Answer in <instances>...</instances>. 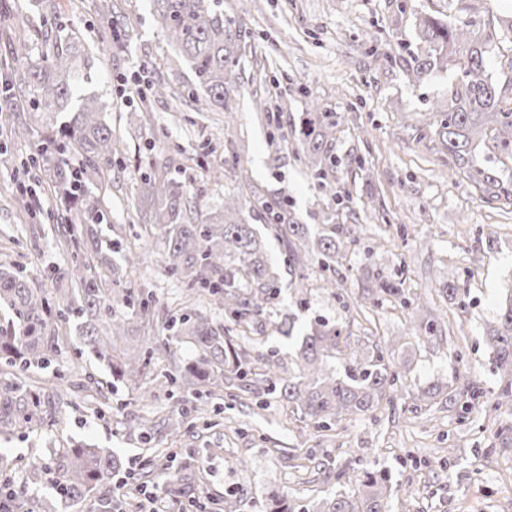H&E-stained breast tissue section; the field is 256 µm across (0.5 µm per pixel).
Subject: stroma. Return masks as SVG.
Segmentation results:
<instances>
[{"label":"stroma","mask_w":512,"mask_h":512,"mask_svg":"<svg viewBox=\"0 0 512 512\" xmlns=\"http://www.w3.org/2000/svg\"><path fill=\"white\" fill-rule=\"evenodd\" d=\"M114 2L129 33L118 54L100 42L107 22L97 0H0V59L15 31L25 33L35 49L44 36L72 34L92 56L78 87L99 98L113 136L125 143L91 187L112 212L105 233L126 248L143 236L145 226L133 207L142 172L182 183L196 224L240 191L233 178L211 181L208 166L241 163L267 193L288 194L303 223L345 224L357 237L338 267L340 293L313 289L299 311L294 294L282 290L272 315L253 325L245 344L250 355L259 354L255 341L260 337L282 354L292 353L294 344L277 326L294 311L295 335L304 334L315 318H325L341 323L352 349L364 356L371 352L372 338L387 339L386 358L404 374L406 390L439 380L455 394L470 377L485 397L495 396L500 377L490 364L486 330L497 320L505 285L512 283V206L486 202L441 152L434 133L418 134L429 109L443 101L447 80L437 75L411 81L404 61L417 48L419 15L472 14L489 20L511 15L512 0H224L225 8L246 22L232 118L217 107L186 111L172 100L154 99L140 128L132 118L142 103L123 96L124 85L136 77L145 83L160 78L186 90L192 75L185 66L172 65L174 53L149 0ZM304 89L341 118L332 192L318 188L295 135L306 110ZM282 95L290 99L288 110L268 124L254 101ZM274 128L288 141L285 151L269 142ZM43 132L35 123L17 138L0 124V144L6 148L0 154V265L23 268L40 288L47 285L43 270L72 260L52 218L59 201L48 177L39 175L35 185L40 201L35 218L15 200V170L39 148ZM424 240L425 250L419 247ZM376 264L402 281L408 295L420 296L419 306L386 302L365 318L349 310L362 291L365 271ZM447 283L460 288L458 298L442 292ZM127 284L151 290L163 302L184 293L166 272L159 243L129 270ZM427 317L441 319L443 334L416 343L415 326ZM63 333L69 344L57 356L56 369L67 377L109 381L93 360L77 356L75 327L65 326ZM71 400L74 407L63 423L43 439L0 441V453L14 461L12 477L21 476L31 448L58 439L114 449L129 467L139 465L151 448L172 444L158 436L147 445L128 434L133 418H163L176 408L150 379H142L137 389L119 387L98 413L86 392L72 393ZM199 406L208 427L182 435L179 442L191 456L147 484L166 499L208 506L230 494L238 512H263L276 494L313 501L340 489L358 490L356 483L340 484L332 476L303 480L298 466L321 464L332 472L367 465L390 475L392 512H512V447L500 446L504 428L512 429V408L483 406L465 414L435 405L426 414L405 412L396 419L384 408L323 431L276 398L257 393H241L234 401L210 398Z\"/></svg>","instance_id":"35a3bbf8"}]
</instances>
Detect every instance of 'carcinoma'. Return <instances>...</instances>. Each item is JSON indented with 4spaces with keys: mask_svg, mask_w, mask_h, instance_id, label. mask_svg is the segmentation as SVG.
<instances>
[{
    "mask_svg": "<svg viewBox=\"0 0 512 512\" xmlns=\"http://www.w3.org/2000/svg\"><path fill=\"white\" fill-rule=\"evenodd\" d=\"M151 2L177 62L194 75L188 98L231 111L229 100L242 56L241 19L224 12V0ZM112 9V0H101L99 11L112 23L101 36L104 45H117L126 37L124 28L113 26ZM417 28L422 50L410 54L412 79L448 76V108L439 109L440 120L439 113H428L423 127L434 130L448 160L466 170L486 201L512 203V177L505 178L475 159L478 141L489 134L503 150H512V107H505L500 84L487 69L498 43L512 36V19L485 22L451 13L427 14L418 18ZM78 43L77 36L63 43L48 41L35 56L19 40L3 63L12 102L0 104L1 120L8 124L15 120L20 100L29 101L44 120L56 112L70 113V121L51 133L26 165L47 171L54 192L65 201L58 214L60 232L74 248V261L66 269L47 272V278L60 285L53 297L23 271L0 269V307L13 315L8 324L0 323V433L21 437L53 429L72 407L58 384L41 386L25 374L33 366L46 369L55 363L62 347L58 326L76 325L87 354L109 371L114 385L136 386L153 359V352L136 343V336L154 320L157 300L150 292L138 298L134 289L124 286L125 266L131 258L125 257L122 264L112 262L121 247L102 235L99 226L107 220V211L102 200L89 196V185L103 168L112 166L120 144L97 97L76 95L75 78L83 62ZM307 106L300 132L306 165L319 187H330L336 182L339 117L313 98ZM71 151L83 160L77 171L64 161ZM234 178L245 194L227 197L222 210L198 224L189 222V200L182 185L149 171L141 177L137 206L148 223L146 236L163 244L165 270L186 283L190 293L224 307L244 334V327L265 315L281 291L263 237L247 219L260 218L273 229L288 254V286L296 291L309 279L312 267L336 271L355 237L354 229L343 224H325L314 234L309 225L299 222L288 195L268 196L253 187L246 169L238 164ZM104 267L112 275L109 292L99 274ZM389 298L403 307L413 305L403 289L377 273L368 277L357 306H378ZM165 330L170 335L163 338L164 345L185 342L193 351L175 372L165 370L153 377L171 397L183 389L198 399L219 397L234 388L232 380L249 379L295 408L314 427L329 430L394 403L404 389L400 372L382 349L368 358L347 357L341 350L347 345L343 327L323 319L310 323L291 357L285 359L271 349L252 362L242 346L225 337L224 328L204 314L173 316ZM486 339L501 376L494 404L499 409L512 404V290ZM409 397L412 413L441 398L452 402L448 385L440 382ZM123 470L110 448L63 443L34 455L20 484L13 486L14 497L20 502L25 487L47 484L52 496L34 501L32 512H55L58 500L75 508L91 502L94 512H112V480ZM357 482L356 496L339 492L298 511L294 500L283 494L271 500L266 512H390L393 485L386 475L365 469Z\"/></svg>",
    "mask_w": 512,
    "mask_h": 512,
    "instance_id": "cac0c4a2",
    "label": "carcinoma"
}]
</instances>
